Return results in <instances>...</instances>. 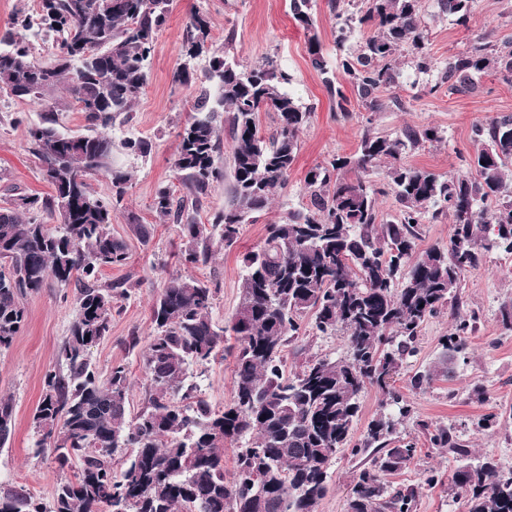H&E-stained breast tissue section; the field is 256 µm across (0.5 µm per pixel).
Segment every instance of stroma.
Returning a JSON list of instances; mask_svg holds the SVG:
<instances>
[{
	"instance_id": "1",
	"label": "stroma",
	"mask_w": 512,
	"mask_h": 512,
	"mask_svg": "<svg viewBox=\"0 0 512 512\" xmlns=\"http://www.w3.org/2000/svg\"><path fill=\"white\" fill-rule=\"evenodd\" d=\"M204 13L211 25L214 47H230L236 58L247 64L271 58L291 77L290 91L315 112L300 138V150L288 178L287 188L278 192L271 207L253 223L244 225L236 243L224 248L209 264L183 266L176 257L182 234L179 225L159 220L152 207L159 187L181 184L169 165L177 144V133L195 96L194 85L173 80L181 64L201 70L207 56H186L182 47L185 23L192 12ZM422 18L428 29V54L438 62L463 50L474 34L486 33L495 39L512 38V0H481L467 26H460L440 13L437 0H422ZM338 24L318 0L312 30H305L289 12L288 0H174L164 28L157 34L151 57L150 76L143 97L135 104L132 125L115 124L108 133L121 141L135 134L152 144L143 158L113 154L114 163L126 168L131 179L126 187V214L111 225L115 236L124 238L130 251L126 265L102 269L101 284L125 283L129 296L118 299L112 311L109 336L93 349L91 359L101 377H108L115 363L125 364L131 374V411L144 404L143 350L128 346L130 337L148 341L154 328L149 307L164 283L177 276H191L218 284L219 292L212 316L227 323L239 299V279L246 254L262 246L267 224L285 219L289 210L307 202L306 172L314 165L339 156L353 155L365 121L375 130L391 135L403 126H435L444 133L442 141L407 154L406 164L440 175L462 173V157L473 154L472 126L501 114H512V86L495 77H483L472 94H449L441 86L437 71L422 74L411 64L409 51H400L395 64L401 72L396 86L383 93V105L370 113L356 99H349V119L337 117L332 97L318 72L310 65L308 41L317 36L328 64H335L340 50L336 44ZM37 106L0 94V169L8 170L9 181L0 182V202L8 198V186L18 193L51 194L43 180L39 161L29 150L28 128L38 122ZM135 214L149 230L141 240L128 223ZM458 308H445L428 319L417 336V353L404 360L395 386L411 407V415L398 427V435L413 441L417 453L413 463L392 482L418 492L415 512H465L461 499L448 492L453 460L444 450L433 447L430 432L442 424L455 425L461 439L475 454L494 459L503 468H512V330L501 322V306L512 299V255L494 252L478 268L464 273ZM27 322L10 349L0 352V396L11 397L15 405L14 428L10 440L0 449V486L24 489L44 504H51L57 482L73 477V469H60L53 453L33 457L32 418L42 394L47 371L59 366V350L75 317L71 301L65 300L55 285L28 294L23 300ZM475 313V331L466 348L456 354L451 378L439 379L415 388L413 376L437 361L443 352L441 341L453 324L454 312ZM346 354L340 336H302L285 351L288 372H295L313 357L337 359ZM234 357L192 367L191 373L203 396L215 408H223L232 398ZM482 386L483 397H476L474 386ZM497 413L498 425L476 431V422ZM365 461L364 456L341 453L328 468V492L318 512H345L353 480Z\"/></svg>"
}]
</instances>
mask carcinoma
<instances>
[{"label": "carcinoma", "instance_id": "1", "mask_svg": "<svg viewBox=\"0 0 512 512\" xmlns=\"http://www.w3.org/2000/svg\"><path fill=\"white\" fill-rule=\"evenodd\" d=\"M479 0H437L441 12L467 26ZM173 0H38L39 11L20 6L12 25L38 26L53 40L52 60L39 62L29 43L8 28L0 32V93L41 105V121L28 128L46 196L18 195L0 206V352L26 325L23 299L49 283L73 294L76 317L59 356L63 370H50L33 415V455L50 448L60 469L77 465L74 478L57 483L51 507L23 489L0 491V512H317L327 494V468L337 454L371 451L346 501V512H414L415 492L395 488L389 478L408 468L415 443L396 438L409 415L394 387L401 361L416 353L422 324L458 303L461 277L492 251L512 254V114L472 127L477 147L466 159L468 174L442 176L407 165L405 155L441 141L434 126H405L393 136L364 128L356 153L311 168L304 187L309 203L266 227L263 245L244 258L239 302L225 326L212 317L218 288L193 277L164 284L150 305L154 325L143 356L146 402L133 414L130 376L121 363L102 381L92 349L109 335L112 309L128 294L124 283L97 284L105 267L129 259L127 242L110 226L121 212L130 174L112 165L114 142L106 129L130 123L148 83L157 33ZM292 17L312 27L316 0H289ZM345 17L337 43L353 25L371 27L359 48L337 58L352 93L368 111L378 95L396 84L393 66L401 49H412L420 73L432 68L420 0H365ZM210 22L194 12L185 27L186 54L210 51ZM311 67L338 97L342 117L347 97L336 85L316 38L309 42ZM492 75L512 85V39L500 43L478 35L448 57L441 82L450 94H468ZM170 167L185 192L169 186L156 192L153 208L180 225V261L210 263L231 246L243 225L266 211L286 187L300 137L314 107L288 92L291 78L268 59L248 65L235 57L212 56L197 77ZM65 90L69 101L55 98ZM73 102L86 132L62 133L59 113ZM277 115L265 136L259 114ZM229 137L230 202L203 224L202 200L224 182L220 131ZM128 156L145 157L142 138L120 142ZM383 176L372 180L383 161ZM358 172L347 177L344 172ZM110 179L112 195L90 190L87 179ZM392 194L398 217L379 218V197ZM453 218L448 249L416 254L426 218ZM475 316L456 314L439 363L415 374L420 388L452 372L448 355L463 349ZM346 336L348 355L315 358L292 375L283 353L301 336ZM235 337L233 396L216 410L189 380L188 367L207 364ZM377 386L383 404L397 414L371 420L357 443L353 428L367 386ZM14 405L0 397V448L13 428ZM239 441L234 471L224 474V445ZM433 446L456 463L450 487L467 512H512V469L473 453L451 426H437ZM131 449L120 471L114 453Z\"/></svg>", "mask_w": 512, "mask_h": 512}]
</instances>
